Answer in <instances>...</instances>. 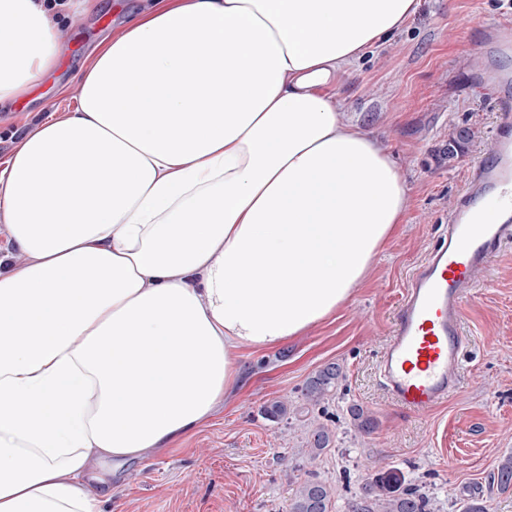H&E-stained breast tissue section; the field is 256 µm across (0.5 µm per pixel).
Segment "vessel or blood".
Wrapping results in <instances>:
<instances>
[{
  "label": "vessel or blood",
  "mask_w": 512,
  "mask_h": 512,
  "mask_svg": "<svg viewBox=\"0 0 512 512\" xmlns=\"http://www.w3.org/2000/svg\"><path fill=\"white\" fill-rule=\"evenodd\" d=\"M510 50L512 22L504 20L489 28L481 58L483 85L499 103L492 150L472 167L445 232L410 278L380 360L388 397L417 413L446 401L461 383L464 290L512 247V77L491 63L493 52Z\"/></svg>",
  "instance_id": "1"
}]
</instances>
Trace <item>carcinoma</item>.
I'll list each match as a JSON object with an SVG mask.
<instances>
[{"label":"carcinoma","instance_id":"cac0c4a2","mask_svg":"<svg viewBox=\"0 0 512 512\" xmlns=\"http://www.w3.org/2000/svg\"><path fill=\"white\" fill-rule=\"evenodd\" d=\"M340 376L341 369L335 363L320 368L306 383L305 399L320 403L336 388ZM348 413L357 430H370L373 419L362 407L352 405ZM497 482L503 490L512 486L511 455L498 464ZM331 509V489L316 479L302 482L288 504V512H331ZM350 512H431V508L428 497L419 489L405 485L400 473L380 470L372 477L365 494L351 503Z\"/></svg>","mask_w":512,"mask_h":512}]
</instances>
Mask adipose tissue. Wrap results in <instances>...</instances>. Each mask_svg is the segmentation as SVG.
Instances as JSON below:
<instances>
[{"label": "adipose tissue", "instance_id": "adipose-tissue-1", "mask_svg": "<svg viewBox=\"0 0 512 512\" xmlns=\"http://www.w3.org/2000/svg\"><path fill=\"white\" fill-rule=\"evenodd\" d=\"M421 0H154L82 76L76 112L0 169L25 264L0 271V512H98L142 459L347 303L408 210L345 119L350 69ZM60 47L0 0V102Z\"/></svg>", "mask_w": 512, "mask_h": 512}]
</instances>
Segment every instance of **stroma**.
Segmentation results:
<instances>
[{
    "instance_id": "1",
    "label": "stroma",
    "mask_w": 512,
    "mask_h": 512,
    "mask_svg": "<svg viewBox=\"0 0 512 512\" xmlns=\"http://www.w3.org/2000/svg\"><path fill=\"white\" fill-rule=\"evenodd\" d=\"M151 3L96 0L88 12L58 21V41L72 50L24 97L0 104V165L43 122L77 110L94 49L119 38ZM509 16L512 0H422L406 28L353 67L337 94L347 116L396 160L411 196L404 224L336 313L286 345L244 350L245 388L180 446L116 468L100 512H288L295 489L311 477L330 485L332 512H349L376 465L422 488L433 512H462L471 498L489 512H512V489L493 482L499 461L512 454V249L465 291L466 375L446 402L411 412L387 397L377 371L410 277L443 233L469 170L491 151L495 102L475 80V47L486 28ZM462 127L474 136L449 153ZM328 363L342 371L336 391L310 404L305 383ZM284 398L287 418L265 414ZM353 404L374 418L369 432L354 431ZM319 425L331 429L333 443L306 454Z\"/></svg>"
}]
</instances>
